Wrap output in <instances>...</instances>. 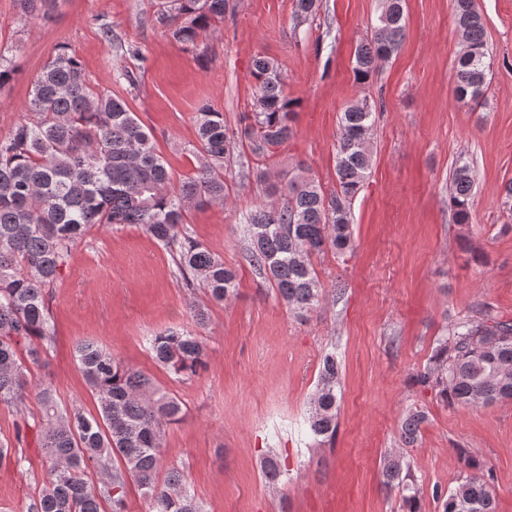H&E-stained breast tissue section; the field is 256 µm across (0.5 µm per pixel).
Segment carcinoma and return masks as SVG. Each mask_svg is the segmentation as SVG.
<instances>
[{"label": "carcinoma", "instance_id": "1", "mask_svg": "<svg viewBox=\"0 0 512 512\" xmlns=\"http://www.w3.org/2000/svg\"><path fill=\"white\" fill-rule=\"evenodd\" d=\"M371 34L354 55L353 76L366 82L378 63L390 59L404 34V0H381ZM320 0H295L305 22ZM230 0H159V19L179 45L192 49L214 18L233 12ZM463 49L457 58L455 95L479 102L491 68L486 31L474 0H454ZM256 89L239 127L224 113L201 105L195 113L199 159L194 176L174 182L153 136L125 100L88 83L81 61L58 48L32 83L29 117L0 136V404L19 411L34 397L41 411L33 424L48 463L46 479L26 512H126L129 482L143 490L148 512H201L186 479L170 471L159 479L167 429L182 414L181 402L152 379L116 360L93 341H79L74 357L97 399V413L63 405L56 389L28 390V374L41 366L54 333L46 288L53 285L71 251L94 226L135 224L165 247L178 246L174 262L188 288H201L221 303L236 294L237 272L198 243L184 224L194 206L222 204L230 196L226 174L244 150L266 158L293 135V102L283 94L284 77L273 59L253 63ZM376 106L365 100L341 112L336 144V189L296 175L272 186L277 204L262 205L245 224V259L289 310L305 314L326 298L313 258L343 255L353 247L350 205L372 167L371 130ZM475 179L468 161H456L448 203L454 221L471 220ZM157 363L183 378L206 364L197 334L171 329L150 340ZM340 364L322 360L310 400L308 427L332 438L340 408ZM451 404L479 408L512 401V322L477 316L448 329L429 365L417 377ZM427 415L409 411L401 424L403 445L418 440ZM263 476L278 483L280 465L264 458ZM385 485L398 491L405 512H417L422 487L402 455H388ZM98 482H91V475ZM442 512H496L495 493L482 474L472 473L450 492H435Z\"/></svg>", "mask_w": 512, "mask_h": 512}]
</instances>
